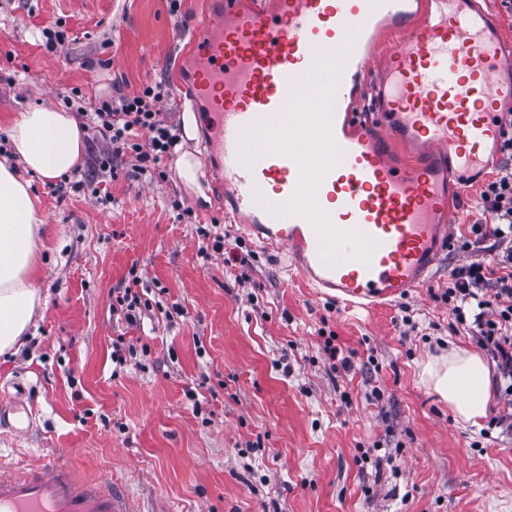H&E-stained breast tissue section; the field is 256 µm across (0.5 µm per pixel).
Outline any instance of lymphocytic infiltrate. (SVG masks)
I'll list each match as a JSON object with an SVG mask.
<instances>
[{"instance_id":"1","label":"lymphocytic infiltrate","mask_w":512,"mask_h":512,"mask_svg":"<svg viewBox=\"0 0 512 512\" xmlns=\"http://www.w3.org/2000/svg\"><path fill=\"white\" fill-rule=\"evenodd\" d=\"M162 87H144L95 101V132L113 158H133L146 173L171 156L178 141L161 110ZM502 159L480 191L482 209L464 224L459 249L470 262L455 267L443 294L462 326L496 364L504 407L512 420V111L502 113Z\"/></svg>"}]
</instances>
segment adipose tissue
<instances>
[{"label": "adipose tissue", "instance_id": "adipose-tissue-1", "mask_svg": "<svg viewBox=\"0 0 512 512\" xmlns=\"http://www.w3.org/2000/svg\"><path fill=\"white\" fill-rule=\"evenodd\" d=\"M8 136L25 170L56 179L84 164V131L71 113L34 107L19 113ZM44 233L39 202L23 179L0 161V356L17 353L41 303L37 243ZM422 381L447 403L456 421L481 426L495 394L493 374L477 353L451 349L427 363Z\"/></svg>", "mask_w": 512, "mask_h": 512}]
</instances>
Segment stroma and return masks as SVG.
Returning <instances> with one entry per match:
<instances>
[{"label":"stroma","mask_w":512,"mask_h":512,"mask_svg":"<svg viewBox=\"0 0 512 512\" xmlns=\"http://www.w3.org/2000/svg\"><path fill=\"white\" fill-rule=\"evenodd\" d=\"M207 8L0 0V154L19 163L8 125L36 105L74 113L85 137L80 170L31 179L42 302L26 344L0 357V462L25 471L65 452L140 512H512V430L457 423L420 380L434 357L477 348L440 298L463 255L446 250L423 288L377 308L306 287L286 252L225 219L216 189L179 179L176 155L204 153L200 112L162 175L100 167L96 98L162 83L182 126L177 81ZM57 25L71 40L46 51ZM75 88L82 103L66 100ZM135 276L149 305L131 326L112 299ZM329 336L351 371L324 356Z\"/></svg>","instance_id":"1"}]
</instances>
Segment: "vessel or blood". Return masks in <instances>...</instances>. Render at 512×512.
Instances as JSON below:
<instances>
[{
    "label": "vessel or blood",
    "instance_id": "b4317fda",
    "mask_svg": "<svg viewBox=\"0 0 512 512\" xmlns=\"http://www.w3.org/2000/svg\"><path fill=\"white\" fill-rule=\"evenodd\" d=\"M189 43L192 94L212 132L233 217L287 250L301 278L378 304L422 287L448 242L451 180L485 164L512 101L499 62L512 37L474 0H219ZM397 35L373 91L349 106L384 34ZM289 112L287 127L271 126ZM266 144L248 148L257 132ZM411 144L418 162L396 159ZM0 512H135L114 483L68 460L0 470Z\"/></svg>",
    "mask_w": 512,
    "mask_h": 512
}]
</instances>
